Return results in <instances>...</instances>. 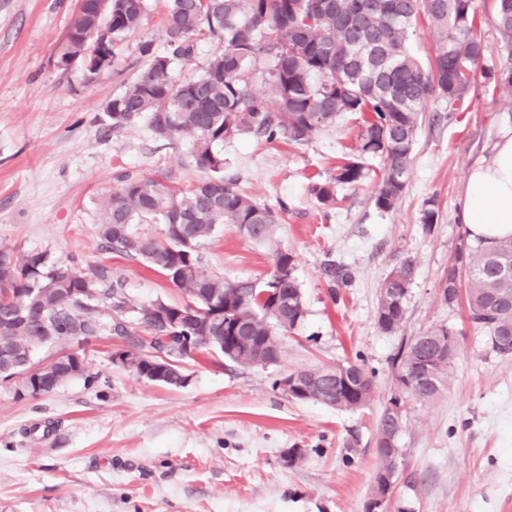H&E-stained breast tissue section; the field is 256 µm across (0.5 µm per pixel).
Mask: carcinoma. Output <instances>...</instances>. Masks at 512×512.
<instances>
[{
	"label": "carcinoma",
	"mask_w": 512,
	"mask_h": 512,
	"mask_svg": "<svg viewBox=\"0 0 512 512\" xmlns=\"http://www.w3.org/2000/svg\"><path fill=\"white\" fill-rule=\"evenodd\" d=\"M99 0H86L68 31L61 56L83 58L106 46L111 58L126 39L142 28L146 0H112L102 11ZM436 30L429 67L410 52L409 32L419 15ZM496 28L504 46L512 47V0H494ZM164 33L169 53L155 55L152 44L140 46L152 56L146 71L126 83L104 106L110 129L145 118L154 135L186 144L196 182L166 185L150 178H127L103 198L97 233L104 247L137 257L181 290L186 301H162L141 309L149 334L140 350L148 357L162 352L174 362L167 385L184 383L180 364L203 350L199 336H247L241 361L231 350H217L241 366L275 362L280 335L305 317L303 294L295 276V257L280 248L274 265L283 273L262 293L231 284L210 273L200 247L220 226L237 231L254 227L251 240L273 241L280 216L243 193L224 176V141L254 133L267 139L301 144L336 123L345 113L366 119L357 150L382 160L373 199L389 212L409 177L419 114L431 101H464L476 82L486 46L477 29L474 0H164ZM216 43L201 72L179 79L176 65L194 55L197 42ZM265 62L266 92L253 87L258 61ZM365 167L357 158L336 167V174L312 192L325 206L336 204L337 190L360 183ZM138 224H161L159 238L142 234ZM414 263L405 258L393 267L379 289L376 321L385 333L405 318ZM441 297L453 306L465 295L470 321L500 356L512 355V238L473 242L459 239L455 264L442 276ZM109 311L103 321L99 305ZM131 300L114 287L108 270L90 272L51 259L45 251L12 255L0 252V336L8 337L9 359L20 379L14 397L27 389L24 377L34 353L51 344L59 350L84 336L124 337L123 315ZM461 343L446 327L412 337L397 357L396 393L421 403L441 394L450 381ZM440 355L430 373L421 374L422 356ZM84 372L74 352L50 362L40 374V393L53 392ZM328 379L333 394L311 391V400L338 410H357L371 400L373 382L352 362L301 370ZM402 412L385 408L376 428L379 464L370 493L402 456L398 436Z\"/></svg>",
	"instance_id": "cac0c4a2"
}]
</instances>
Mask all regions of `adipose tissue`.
<instances>
[{
    "label": "adipose tissue",
    "mask_w": 512,
    "mask_h": 512,
    "mask_svg": "<svg viewBox=\"0 0 512 512\" xmlns=\"http://www.w3.org/2000/svg\"><path fill=\"white\" fill-rule=\"evenodd\" d=\"M463 222L474 239L490 242L512 236V134L501 136L490 160L471 168Z\"/></svg>",
    "instance_id": "adipose-tissue-1"
}]
</instances>
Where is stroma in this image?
<instances>
[{
	"instance_id": "stroma-1",
	"label": "stroma",
	"mask_w": 512,
	"mask_h": 512,
	"mask_svg": "<svg viewBox=\"0 0 512 512\" xmlns=\"http://www.w3.org/2000/svg\"><path fill=\"white\" fill-rule=\"evenodd\" d=\"M141 31L93 81L56 56L78 0H0V250L48 252L82 270L108 267L133 308L130 334L70 346L85 371L53 393L18 399L0 383V512H365L377 466L375 426L395 389L401 344L446 327L462 347L449 387L435 400L407 401L398 481L387 512H512V357L488 352L464 306L443 302L439 284L465 227L470 168L489 160L512 131V98L496 78L512 62L499 41L493 0H475L487 47L464 109L430 102L419 117L406 189L378 210L368 177L320 204L315 183L355 154L362 124L341 115L296 144L239 135L224 143L226 174L256 202L280 213L274 245L224 226L201 248L209 272L263 289L274 251L296 259L306 315L283 333L281 356L243 367L204 353L183 363L171 387L114 361L146 334L139 307L176 304L183 293L146 262L105 251L98 208L121 178L186 184L198 179L186 145L159 140L145 120L104 132L103 105L147 64L139 46L167 51L163 0H148ZM434 224H423L428 200ZM415 262L406 316L395 333L376 322L378 292L404 258ZM336 264L347 283L332 280ZM352 360L374 382L371 401L339 411L275 389L294 371ZM299 449L294 464L283 461Z\"/></svg>"
}]
</instances>
